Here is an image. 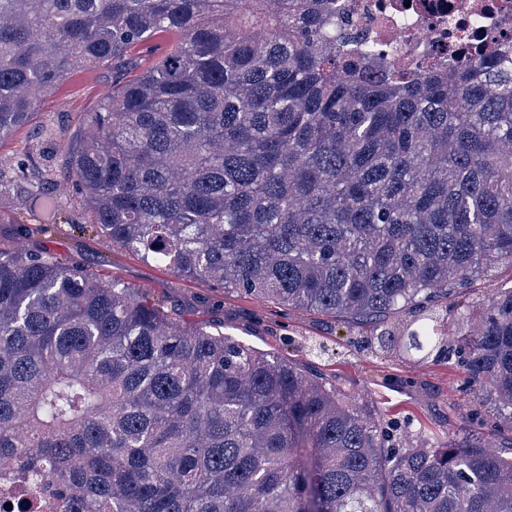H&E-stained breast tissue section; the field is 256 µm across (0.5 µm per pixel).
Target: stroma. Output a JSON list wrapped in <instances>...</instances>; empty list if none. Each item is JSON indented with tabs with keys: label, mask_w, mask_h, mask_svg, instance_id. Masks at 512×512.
Listing matches in <instances>:
<instances>
[{
	"label": "stroma",
	"mask_w": 512,
	"mask_h": 512,
	"mask_svg": "<svg viewBox=\"0 0 512 512\" xmlns=\"http://www.w3.org/2000/svg\"><path fill=\"white\" fill-rule=\"evenodd\" d=\"M164 39L136 49L135 66L76 73L46 94L34 119L0 144V157H30L6 192L0 193V241L26 238L35 250L48 249L62 262L78 263L102 276H115L143 289L183 319L222 328L225 336L278 354L320 375L345 395L365 404L373 416L411 418L422 439L443 444L455 438L464 414L477 406L465 374L444 361L419 359L391 349H358L357 329L346 318L288 310L233 291L186 281L154 260L119 249L99 234L79 196L65 179L69 138L83 128L113 81L132 78L152 64ZM63 195L57 224L44 234L26 235L42 223L39 211L22 201L30 185Z\"/></svg>",
	"instance_id": "35a3bbf8"
}]
</instances>
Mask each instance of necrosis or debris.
I'll return each mask as SVG.
<instances>
[{
    "label": "necrosis or debris",
    "mask_w": 512,
    "mask_h": 512,
    "mask_svg": "<svg viewBox=\"0 0 512 512\" xmlns=\"http://www.w3.org/2000/svg\"><path fill=\"white\" fill-rule=\"evenodd\" d=\"M336 23L353 44L374 45L399 70L512 51V0H336ZM0 512H72V502L12 469L0 473Z\"/></svg>",
    "instance_id": "necrosis-or-debris-1"
}]
</instances>
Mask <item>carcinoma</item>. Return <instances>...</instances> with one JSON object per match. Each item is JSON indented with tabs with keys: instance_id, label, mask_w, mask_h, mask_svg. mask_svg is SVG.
Instances as JSON below:
<instances>
[{
	"instance_id": "1",
	"label": "carcinoma",
	"mask_w": 512,
	"mask_h": 512,
	"mask_svg": "<svg viewBox=\"0 0 512 512\" xmlns=\"http://www.w3.org/2000/svg\"><path fill=\"white\" fill-rule=\"evenodd\" d=\"M335 0H0V143L68 76L156 37L67 169L112 245L454 361L493 423L443 445L51 251L0 244V469L74 512H512V67L387 68ZM512 285V269L508 265H501L495 269L491 276L476 281L471 288L463 290L448 303L476 305L486 296L494 294L498 288Z\"/></svg>"
}]
</instances>
